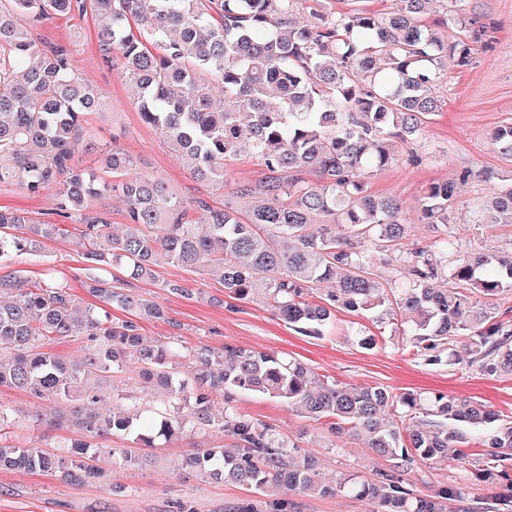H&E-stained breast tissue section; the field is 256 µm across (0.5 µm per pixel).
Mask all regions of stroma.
<instances>
[{"instance_id": "obj_1", "label": "stroma", "mask_w": 512, "mask_h": 512, "mask_svg": "<svg viewBox=\"0 0 512 512\" xmlns=\"http://www.w3.org/2000/svg\"><path fill=\"white\" fill-rule=\"evenodd\" d=\"M465 8L470 15L495 22L493 51L478 55L466 69H450L437 85L442 108L431 117L422 138L412 148H400L398 161L368 179L374 194L402 201L415 238L423 245L433 240L419 210L420 199L430 184L448 180L468 166L498 172L512 170V161L505 159L490 140L497 126L512 121V0H466ZM97 25L90 14L56 18L46 21L39 34L50 41L75 40L72 68L102 95L100 107L85 116L87 126L95 129L102 140L118 138L121 147L137 158L140 172L163 178L171 192L185 201L203 197L217 205L229 198L235 183L266 176L256 156L242 154L227 163L223 188L193 179L159 130L141 120L130 83L104 62L96 40ZM413 149L419 154L415 161L407 158ZM488 190V184L479 181L460 187L450 229L463 247L495 253L512 247V224L473 223L471 205ZM83 253L76 235L49 240L39 256L20 257L0 266V276L17 273L35 281L44 268H54L57 276L70 285L78 302L85 305L92 298L83 286L89 274ZM173 282L191 285L199 293L191 299L172 294L168 286ZM119 285L162 306L164 319L142 325V333L149 339L164 341L174 336L189 348L207 344L219 349L234 344L283 353L306 363L325 381L350 387L380 384L397 393L410 390L426 396H462L512 421V374L490 375L469 365L460 340L451 347L457 364H426L407 318L397 317L386 327L384 338L366 349L358 343L360 331L371 325L366 316L338 311L327 335L308 338L277 319L262 296L230 308L224 282L216 273L164 264L157 267L152 279L124 277ZM235 407L273 424L301 451L314 455L320 479L334 488L347 479L373 480L389 467L384 457L358 440L332 435L326 425L302 417L279 400L247 392L239 395ZM0 408L10 416L13 442L56 453L75 436L70 428H51L37 422L36 414L45 405L23 393L0 387ZM221 442L218 436L183 437L167 447L148 449L146 458L133 466L103 459V466L112 470L108 485H76L50 475L0 471V512H173L179 502L190 503L194 512H233L234 504L245 498V491L229 483L200 479L179 467L187 453ZM462 449L465 459L460 463H414L407 475L414 494L430 496L448 488L460 494L471 512H506L495 499V487L470 478L471 469L487 459L483 434L470 433ZM292 509L378 512L374 502L336 488L325 496H294Z\"/></svg>"}]
</instances>
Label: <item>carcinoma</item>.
Wrapping results in <instances>:
<instances>
[{"mask_svg":"<svg viewBox=\"0 0 512 512\" xmlns=\"http://www.w3.org/2000/svg\"><path fill=\"white\" fill-rule=\"evenodd\" d=\"M304 0H0V187L28 196L54 190L50 219L0 210V262L37 256L44 241L78 232L93 275L85 282L99 300L76 306L70 288L54 279L32 282L0 276V387L50 403L42 420L69 423L79 437L68 451L17 446L3 430L0 470L54 475L72 484L103 476L97 460L121 454L134 465L137 448L208 432L224 446L198 448L184 466L247 491L283 496L272 512H290L286 495L330 491L313 457L272 425L238 412L232 403L252 391L288 403L331 430L363 437L393 461V472L372 481L339 484L376 502L383 512H444L455 492L414 498L400 474L416 461L443 462L466 443L459 427L489 430L486 467L472 477L504 486L512 500V421L479 402L437 394L421 398L383 386L353 388L321 380L306 364L268 352L224 345L187 348L174 340L147 341L140 321L164 318L159 306L112 286L107 273L153 275L163 261L221 271L228 297L250 300L262 285L276 315L309 337L332 325L334 312L369 313L379 324L406 313L425 361L436 365L456 337L469 363L512 373V320L485 301L512 291V250L462 249L448 232L458 184H492L474 221L512 224V172L465 168L430 185L420 207L425 223L441 228L432 245L409 244L401 203L368 190L367 178L398 160L397 147L415 142L438 111L436 86L448 68L471 66L476 51L492 50L491 24L465 14L434 17L438 0H399L394 12L312 11ZM91 13L100 19L99 50L136 88L142 121L161 131L191 174L224 185L226 162L254 154L271 176L238 183L236 205L184 202L162 179L138 172L137 159L107 145L85 126L99 93L72 70L73 45L38 37L55 16ZM455 24L468 36L449 39ZM512 158V122L493 134ZM96 155L103 171L83 165ZM314 173L318 182L307 175ZM125 202L126 227L112 233L107 200ZM370 246L390 266L381 280L365 253ZM443 279L449 288H436ZM333 282L322 301L314 287ZM131 314L112 318L110 308ZM78 340L82 354L66 358L54 346ZM192 371H179L183 362ZM133 372L158 385L162 397L127 404L89 384L108 373ZM121 435L131 447L104 448Z\"/></svg>","mask_w":512,"mask_h":512,"instance_id":"1","label":"carcinoma"}]
</instances>
